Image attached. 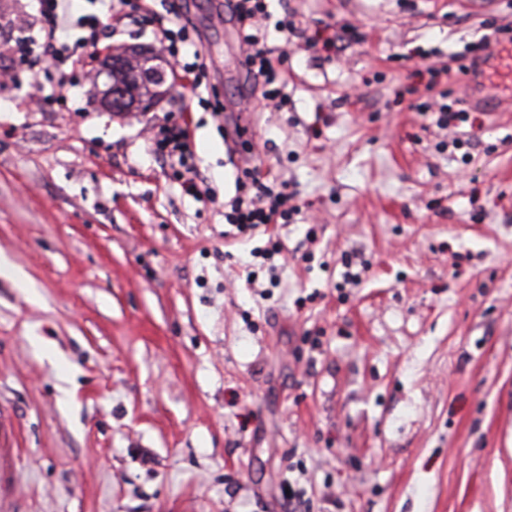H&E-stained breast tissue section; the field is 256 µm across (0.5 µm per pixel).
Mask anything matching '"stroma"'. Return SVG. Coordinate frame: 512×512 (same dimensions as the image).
Returning <instances> with one entry per match:
<instances>
[{"instance_id":"1","label":"stroma","mask_w":512,"mask_h":512,"mask_svg":"<svg viewBox=\"0 0 512 512\" xmlns=\"http://www.w3.org/2000/svg\"><path fill=\"white\" fill-rule=\"evenodd\" d=\"M185 2L213 63L201 97L177 76L111 112L94 48L64 96L40 63L0 90L12 508L512 512V86L487 69L498 110L438 121L512 0H271L297 28L279 110L234 16L209 25L225 0ZM100 15L107 43L171 65L156 24ZM40 27L38 0H0L1 43ZM246 101L237 151L213 107ZM164 123L190 126L199 196L152 151ZM254 163L297 211L242 236L226 204Z\"/></svg>"}]
</instances>
